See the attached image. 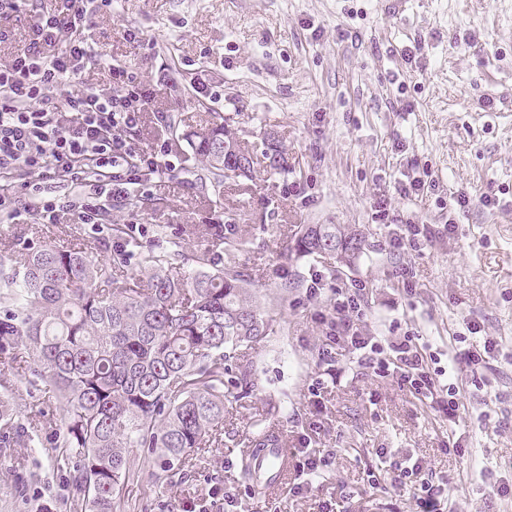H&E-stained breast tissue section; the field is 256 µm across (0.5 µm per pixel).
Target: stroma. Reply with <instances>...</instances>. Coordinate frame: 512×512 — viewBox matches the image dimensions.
<instances>
[{
  "label": "stroma",
  "instance_id": "obj_1",
  "mask_svg": "<svg viewBox=\"0 0 512 512\" xmlns=\"http://www.w3.org/2000/svg\"><path fill=\"white\" fill-rule=\"evenodd\" d=\"M89 43L102 64L68 90L109 88L105 64L121 63L153 91L135 144L171 143L177 165L153 205L113 210V223L140 222L150 244L160 228L180 231L188 251L246 270L273 317L266 339L228 353L219 444L160 479L133 451L120 512H214L212 499L227 491L246 512H319L327 500L342 512H421L413 484L385 476L369 486L380 448L446 478L443 512H512V0H115L94 16ZM203 85L214 97L196 94ZM216 113L232 117V133L256 155L274 131L287 171L259 161L249 176L201 191L175 135ZM410 177L429 184L427 196L400 195ZM461 194L475 205L459 208ZM208 224L235 225L238 249L225 254ZM296 224H353L370 247L351 269L328 255L291 256ZM402 224L428 225L429 239L394 250ZM0 244H82L112 259L68 214L0 223ZM317 272L326 290L361 288L365 335L418 337L430 368H447L467 323L497 342L482 379L455 372L459 421L359 364L351 348L329 345L325 298L299 291L274 303L283 278ZM15 391L19 422L63 423L43 385L0 381V397ZM270 431L289 448L330 449L323 483L304 495L244 483L241 450ZM35 440L0 455V512H74L72 476L49 452L48 429Z\"/></svg>",
  "mask_w": 512,
  "mask_h": 512
}]
</instances>
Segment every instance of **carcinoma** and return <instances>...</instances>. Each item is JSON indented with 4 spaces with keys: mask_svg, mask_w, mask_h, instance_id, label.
<instances>
[{
    "mask_svg": "<svg viewBox=\"0 0 512 512\" xmlns=\"http://www.w3.org/2000/svg\"><path fill=\"white\" fill-rule=\"evenodd\" d=\"M218 116L187 135L198 161L201 190L216 189L236 168L224 152L231 139ZM122 249L98 261L74 245H26L0 253V350L22 348L19 379L42 382L66 408L55 429L57 465L74 473L84 512H116L135 448L164 473L209 445L224 420L226 349L268 335L271 316L249 292V275L215 267L207 250L191 254L179 233L160 251L146 247L127 224H114L111 240ZM368 249L352 224H300L291 250L299 256ZM138 254L141 268L125 271ZM0 448L30 437L0 399Z\"/></svg>",
    "mask_w": 512,
    "mask_h": 512,
    "instance_id": "1",
    "label": "carcinoma"
}]
</instances>
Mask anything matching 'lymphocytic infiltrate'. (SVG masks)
<instances>
[{
	"instance_id": "1",
	"label": "lymphocytic infiltrate",
	"mask_w": 512,
	"mask_h": 512,
	"mask_svg": "<svg viewBox=\"0 0 512 512\" xmlns=\"http://www.w3.org/2000/svg\"><path fill=\"white\" fill-rule=\"evenodd\" d=\"M112 0H45L10 62L0 65V219L54 224L70 213L80 223H110L112 205L151 196L155 179L175 171L167 144L141 152L131 133L152 97L150 87L110 65L111 90L87 87L55 98V91L99 61L84 33L91 9ZM359 289L334 292L323 322L331 342L350 343L375 371L397 378L456 420L460 405L453 383L432 377L415 337L383 346L364 335Z\"/></svg>"
}]
</instances>
